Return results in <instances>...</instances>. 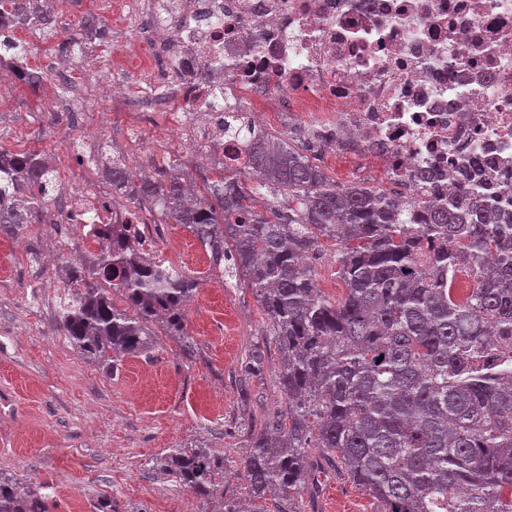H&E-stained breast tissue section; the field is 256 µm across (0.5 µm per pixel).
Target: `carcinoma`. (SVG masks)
I'll return each instance as SVG.
<instances>
[{"label": "carcinoma", "mask_w": 512, "mask_h": 512, "mask_svg": "<svg viewBox=\"0 0 512 512\" xmlns=\"http://www.w3.org/2000/svg\"><path fill=\"white\" fill-rule=\"evenodd\" d=\"M0 20V51L19 60L18 28L83 53L41 0H0ZM238 130L249 138L246 167L220 162L193 195L164 169L132 179L121 156L100 151L112 197L127 205L94 229L90 260L65 265L61 332L111 376L149 356L153 322L192 351L183 306L199 280L144 249V211L190 231L210 270L247 283L264 308L281 403L241 458L251 506L224 497V456L205 445L166 449L159 475L221 502L210 512H299L302 493L319 490L316 472L360 486L377 512H512V213L484 216L465 194L443 205L425 189L409 204L340 186L266 130ZM62 193L43 153L0 146L1 237L41 223ZM321 237L340 245V301L316 284ZM462 270L474 287L457 299ZM48 489L21 492L0 472V512H48Z\"/></svg>", "instance_id": "carcinoma-1"}]
</instances>
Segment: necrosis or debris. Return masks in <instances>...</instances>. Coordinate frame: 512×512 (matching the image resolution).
<instances>
[{
  "label": "necrosis or debris",
  "mask_w": 512,
  "mask_h": 512,
  "mask_svg": "<svg viewBox=\"0 0 512 512\" xmlns=\"http://www.w3.org/2000/svg\"><path fill=\"white\" fill-rule=\"evenodd\" d=\"M153 28L175 63L165 87L211 135L229 82L226 112L255 93L256 127L290 102L320 145L351 136L388 193L415 198L426 170L440 201L512 212V0H161Z\"/></svg>",
  "instance_id": "obj_1"
}]
</instances>
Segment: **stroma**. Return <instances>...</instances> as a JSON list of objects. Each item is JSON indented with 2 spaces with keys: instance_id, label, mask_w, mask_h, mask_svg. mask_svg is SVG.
Listing matches in <instances>:
<instances>
[{
  "instance_id": "35a3bbf8",
  "label": "stroma",
  "mask_w": 512,
  "mask_h": 512,
  "mask_svg": "<svg viewBox=\"0 0 512 512\" xmlns=\"http://www.w3.org/2000/svg\"><path fill=\"white\" fill-rule=\"evenodd\" d=\"M139 20L137 40L113 34L85 42L77 60L83 82L56 111H47L40 91L21 84L9 67L0 68V145L51 156L64 188L41 223L21 238L0 237V471L49 484L52 512H67L73 500L97 512L105 496L112 512H202L189 488L150 468L163 450L198 442L223 454L225 495L244 496L240 460L249 427L281 403L279 354L263 343L267 316L253 290L243 282L224 287L198 239L157 214L144 227L154 253L201 281L185 308L191 357L161 334L153 358H129L111 377L59 330L64 262L86 251L82 229L60 223L59 212L70 199L111 202L88 162L101 142L124 156L139 154L144 165L177 163L197 186L221 159L213 151L200 163L195 140L174 130L179 97L157 92L145 72L115 76V56L153 45L147 12ZM111 79L122 91L108 101L102 88ZM338 253L336 242L323 238L313 261L318 288L336 299L345 294ZM257 345L265 371L244 394L241 366ZM319 505L323 512L376 509L360 488L334 478L326 480Z\"/></svg>"
}]
</instances>
